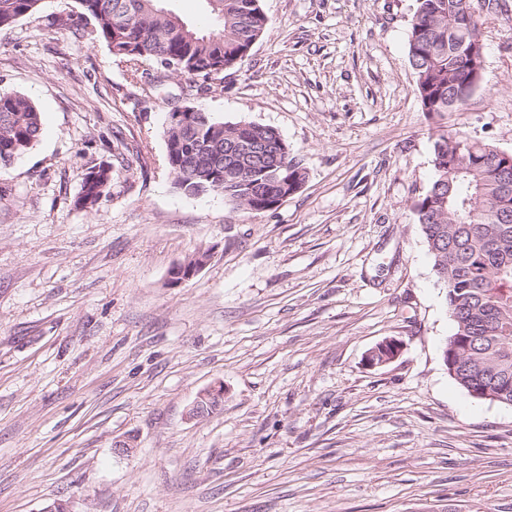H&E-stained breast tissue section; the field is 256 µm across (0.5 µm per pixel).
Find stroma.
<instances>
[{"instance_id": "1", "label": "stroma", "mask_w": 512, "mask_h": 512, "mask_svg": "<svg viewBox=\"0 0 512 512\" xmlns=\"http://www.w3.org/2000/svg\"><path fill=\"white\" fill-rule=\"evenodd\" d=\"M506 3L481 87L433 118L408 59L417 0H261L268 30L207 94L174 76L145 93L66 25L74 0L0 31V91L43 124L0 169V512H512V406L449 376L413 210L438 128L512 152ZM188 103L276 129L304 185L261 212L175 191L163 130ZM103 162L109 194L75 207ZM388 338L399 357L367 366ZM216 384L221 408L188 418Z\"/></svg>"}]
</instances>
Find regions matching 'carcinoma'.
<instances>
[{
	"label": "carcinoma",
	"mask_w": 512,
	"mask_h": 512,
	"mask_svg": "<svg viewBox=\"0 0 512 512\" xmlns=\"http://www.w3.org/2000/svg\"><path fill=\"white\" fill-rule=\"evenodd\" d=\"M217 30L202 33L164 9L159 0H76L81 38L100 42L126 63L146 89L153 62L169 76L199 77L204 92L212 74L241 64L265 34L269 20L260 0H207ZM40 0H0V30L34 15ZM500 0H418L408 39L423 111L448 113L464 106L483 73L465 52L483 41L484 17ZM187 123L167 122L166 163L173 188L187 196L221 193L252 211L272 209L283 191L304 183L288 143L273 128L216 120L189 104ZM42 134L40 112L24 95L0 93V169L11 166ZM434 177L414 203L433 270L446 289L454 323L442 356L448 374L470 396L512 406V153L462 129L437 130ZM112 167H90L76 206L94 209L109 192Z\"/></svg>",
	"instance_id": "1"
}]
</instances>
